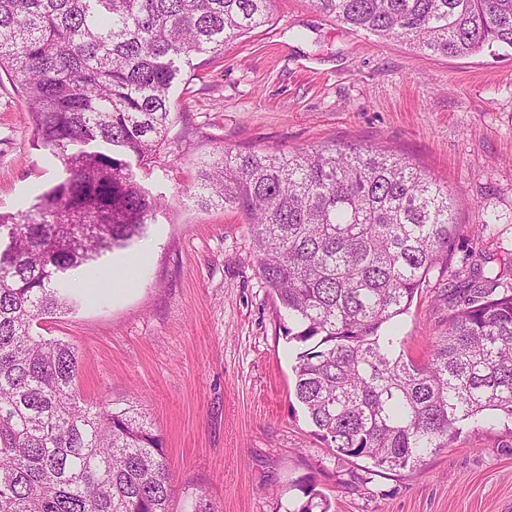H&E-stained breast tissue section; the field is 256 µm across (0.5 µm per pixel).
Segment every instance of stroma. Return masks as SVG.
I'll list each match as a JSON object with an SVG mask.
<instances>
[{"label": "stroma", "mask_w": 512, "mask_h": 512, "mask_svg": "<svg viewBox=\"0 0 512 512\" xmlns=\"http://www.w3.org/2000/svg\"><path fill=\"white\" fill-rule=\"evenodd\" d=\"M173 122L137 180L167 199L145 237L103 262L99 300L41 320L39 334L78 347L81 397L137 399L163 439L170 512L203 494L217 512H288L316 475L330 512H512V434L464 428L414 469L340 460L294 395V345L265 287L248 226L231 208L186 199L202 162L227 149L358 145L405 158L447 184L460 226L445 273H432L400 318L405 352L425 363L474 268L512 289V51L466 58L412 52L353 31L312 0H276L269 25L181 63ZM26 105L0 79V210L51 184ZM137 258L133 286L125 264Z\"/></svg>", "instance_id": "1"}]
</instances>
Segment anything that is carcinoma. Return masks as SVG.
Here are the masks:
<instances>
[{
  "instance_id": "1",
  "label": "carcinoma",
  "mask_w": 512,
  "mask_h": 512,
  "mask_svg": "<svg viewBox=\"0 0 512 512\" xmlns=\"http://www.w3.org/2000/svg\"><path fill=\"white\" fill-rule=\"evenodd\" d=\"M275 0H0V73L60 164L27 210L0 212V512H169L163 448L136 402L81 399L72 343L34 324L74 310L73 276L142 238L162 208L128 158L165 140L176 62L270 22ZM417 53L512 49V0H313ZM188 198L246 218L288 315L294 394L325 447L412 469L460 426L512 424V293L471 272L431 358L396 326L458 234L448 189L405 159L331 147L233 152ZM292 512H328L313 480Z\"/></svg>"
}]
</instances>
